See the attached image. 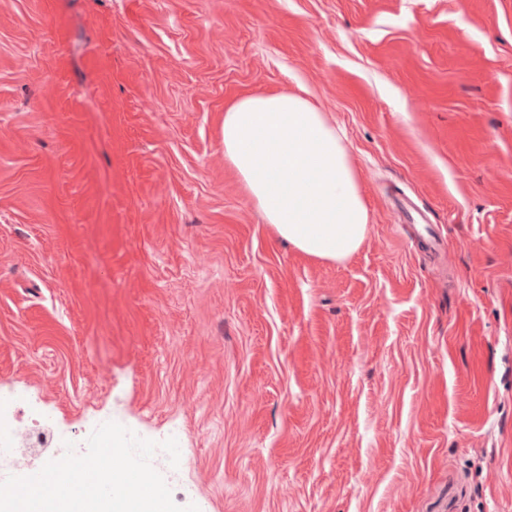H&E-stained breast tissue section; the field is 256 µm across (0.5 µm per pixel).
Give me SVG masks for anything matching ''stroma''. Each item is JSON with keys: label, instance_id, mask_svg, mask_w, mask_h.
Wrapping results in <instances>:
<instances>
[{"label": "stroma", "instance_id": "1", "mask_svg": "<svg viewBox=\"0 0 512 512\" xmlns=\"http://www.w3.org/2000/svg\"><path fill=\"white\" fill-rule=\"evenodd\" d=\"M302 89L370 212L339 265L224 158L227 104ZM32 414L60 457L178 431L200 512H512V0H0V431Z\"/></svg>", "mask_w": 512, "mask_h": 512}]
</instances>
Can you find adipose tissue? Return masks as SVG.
Listing matches in <instances>:
<instances>
[{"instance_id":"ef3b65f1","label":"adipose tissue","mask_w":512,"mask_h":512,"mask_svg":"<svg viewBox=\"0 0 512 512\" xmlns=\"http://www.w3.org/2000/svg\"><path fill=\"white\" fill-rule=\"evenodd\" d=\"M345 131L300 94H251L224 110V158L278 237L336 264L367 238L369 210Z\"/></svg>"}]
</instances>
